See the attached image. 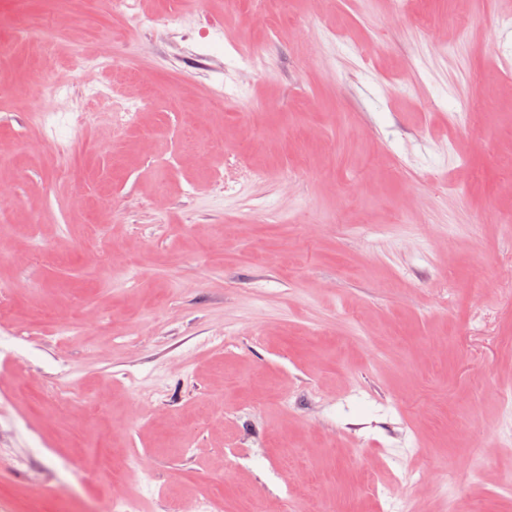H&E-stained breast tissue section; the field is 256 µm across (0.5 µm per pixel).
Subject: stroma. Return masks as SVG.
<instances>
[{"label": "stroma", "instance_id": "obj_1", "mask_svg": "<svg viewBox=\"0 0 512 512\" xmlns=\"http://www.w3.org/2000/svg\"><path fill=\"white\" fill-rule=\"evenodd\" d=\"M12 2L11 512H85L105 490L136 512H512V223L495 220L512 211V0H288L274 30L272 0H141L144 33L104 0H25L58 32L46 48L15 37ZM372 36L387 50L368 58ZM80 45L105 66L75 69ZM37 81L59 90L37 101ZM89 224L95 251L126 256L111 272ZM451 451L480 468L451 472Z\"/></svg>", "mask_w": 512, "mask_h": 512}]
</instances>
